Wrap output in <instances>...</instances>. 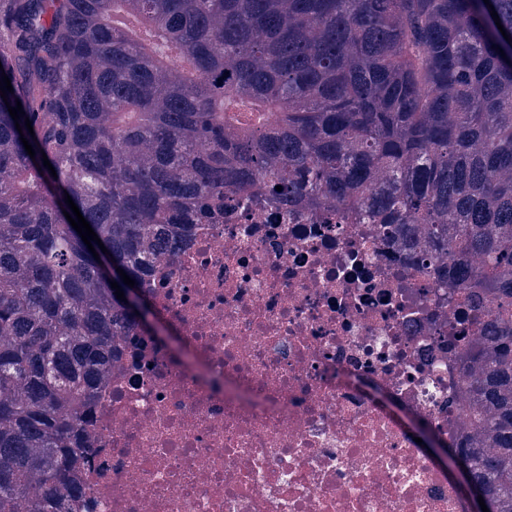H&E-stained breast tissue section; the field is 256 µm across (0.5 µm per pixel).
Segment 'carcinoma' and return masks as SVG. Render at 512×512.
Listing matches in <instances>:
<instances>
[{
    "instance_id": "carcinoma-1",
    "label": "carcinoma",
    "mask_w": 512,
    "mask_h": 512,
    "mask_svg": "<svg viewBox=\"0 0 512 512\" xmlns=\"http://www.w3.org/2000/svg\"><path fill=\"white\" fill-rule=\"evenodd\" d=\"M506 34L512 0H0V512L73 505L94 394L121 338L148 335L102 265L136 281L243 196L292 218L333 201L467 259L458 283L496 308L466 353L467 438L441 443L512 512Z\"/></svg>"
}]
</instances>
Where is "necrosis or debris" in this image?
I'll use <instances>...</instances> for the list:
<instances>
[{"mask_svg": "<svg viewBox=\"0 0 512 512\" xmlns=\"http://www.w3.org/2000/svg\"><path fill=\"white\" fill-rule=\"evenodd\" d=\"M201 372L129 337L98 393L75 512H470L367 380L463 436L462 357L491 309L335 204L229 209L140 283Z\"/></svg>", "mask_w": 512, "mask_h": 512, "instance_id": "obj_1", "label": "necrosis or debris"}]
</instances>
